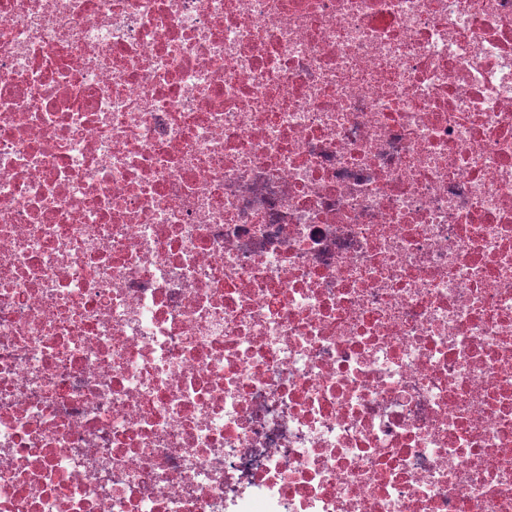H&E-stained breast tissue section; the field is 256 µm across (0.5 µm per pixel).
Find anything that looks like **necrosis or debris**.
I'll use <instances>...</instances> for the list:
<instances>
[{
    "instance_id": "obj_1",
    "label": "necrosis or debris",
    "mask_w": 512,
    "mask_h": 512,
    "mask_svg": "<svg viewBox=\"0 0 512 512\" xmlns=\"http://www.w3.org/2000/svg\"><path fill=\"white\" fill-rule=\"evenodd\" d=\"M0 512H512V0H0Z\"/></svg>"
}]
</instances>
